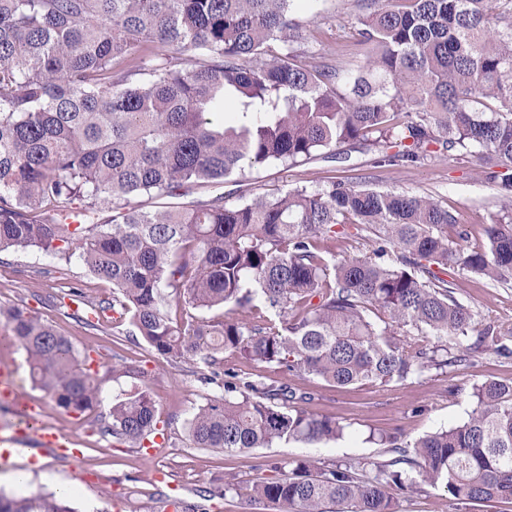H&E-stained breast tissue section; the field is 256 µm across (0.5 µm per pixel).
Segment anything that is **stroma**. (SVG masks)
<instances>
[{
    "label": "stroma",
    "mask_w": 512,
    "mask_h": 512,
    "mask_svg": "<svg viewBox=\"0 0 512 512\" xmlns=\"http://www.w3.org/2000/svg\"><path fill=\"white\" fill-rule=\"evenodd\" d=\"M358 13L356 0H306L298 12L307 43L304 51L316 61L343 70L363 67L369 49L356 43L353 27ZM371 184L384 190L429 195L448 207L467 236L464 248L484 243L491 213L500 208L498 192L485 182L474 165L446 154L421 165L383 166L373 164L372 153L346 149L333 156L318 157L296 167L269 165L255 171L251 180L199 189L195 199L206 201L220 195H277L289 189L316 187L329 180ZM53 260L35 250L0 253V306L27 303L57 329L69 336L75 348L92 353L98 360L100 405L79 417L48 404L45 419L57 429L73 433L81 443L80 462L62 460L38 449L27 448L13 460L12 469L25 472L29 480L23 495L51 491L41 473L52 468L63 481L76 486L70 502L77 512H175L173 498L196 502L199 490L235 478L237 495L206 501L203 512H253L250 494L257 477L255 467L270 458H308L318 462L384 459L382 448L369 442L370 432L400 433L405 441L463 420L475 406L474 384L495 380L512 383V356L500 355L495 346L483 347L469 364L446 371H431L423 378L403 384L327 388L314 378H292V385L312 389L314 400L307 409L349 423L348 433L329 443L290 442L272 448L245 452H218L190 447L185 441V423L204 395L215 393L216 385L201 382L199 366L181 359L156 354L140 337L131 335L128 322H110L102 330L85 328L65 316L56 294L61 286H76L90 297L110 299V283L92 278L79 262L53 272ZM458 299L472 308L479 323L496 322L512 328V283L498 285L467 271H449ZM457 393H449V386ZM153 394L161 423L176 437L172 448H155L146 453L126 445H114L101 436L92 421L107 418L113 403L140 388ZM83 478H76V470ZM400 512H512L511 500H494L473 505H453L440 488L422 487L417 492L394 491Z\"/></svg>",
    "instance_id": "stroma-1"
}]
</instances>
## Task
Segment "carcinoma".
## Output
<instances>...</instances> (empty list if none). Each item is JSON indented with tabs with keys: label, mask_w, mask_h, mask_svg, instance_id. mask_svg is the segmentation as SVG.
I'll return each mask as SVG.
<instances>
[{
	"label": "carcinoma",
	"mask_w": 512,
	"mask_h": 512,
	"mask_svg": "<svg viewBox=\"0 0 512 512\" xmlns=\"http://www.w3.org/2000/svg\"><path fill=\"white\" fill-rule=\"evenodd\" d=\"M301 0H0V252L76 258L112 283L60 306L100 330L129 320L162 356L213 369L187 420L195 448L328 443L347 426L304 405L315 393L267 382L261 365L328 387L402 384L461 366L512 335L474 313L441 277L458 267L512 281V0H362L357 43L374 53L343 74L299 61ZM125 67L118 69L116 65ZM380 166L439 152L476 163L501 208L484 245L452 246L457 217L433 198L329 180L236 202L175 201L197 187L297 165L343 147ZM140 197L168 198L153 210ZM369 253L336 259V226ZM228 306L238 318H216ZM0 326L31 379L82 416L96 372L24 304ZM467 419L412 444L382 434L381 461L265 460L252 503L276 512H398L384 488L440 486L451 503L512 500V383L473 388ZM98 433L133 448L172 444L148 389L112 405ZM0 512H75L68 495L7 496Z\"/></svg>",
	"instance_id": "obj_1"
}]
</instances>
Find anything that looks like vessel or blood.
I'll use <instances>...</instances> for the list:
<instances>
[{
  "label": "vessel or blood",
  "instance_id": "1",
  "mask_svg": "<svg viewBox=\"0 0 512 512\" xmlns=\"http://www.w3.org/2000/svg\"><path fill=\"white\" fill-rule=\"evenodd\" d=\"M0 397L6 400L14 417L11 429L0 432L1 461L8 460L17 448H39L74 460L80 457L81 452L74 448L69 434L52 431L44 425L45 404L21 392L13 370L3 366H0Z\"/></svg>",
  "mask_w": 512,
  "mask_h": 512
}]
</instances>
